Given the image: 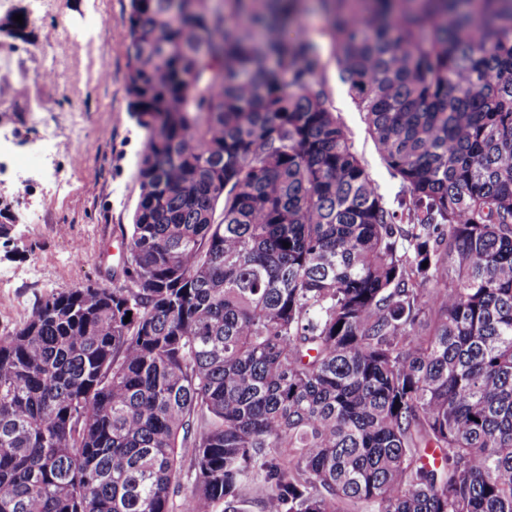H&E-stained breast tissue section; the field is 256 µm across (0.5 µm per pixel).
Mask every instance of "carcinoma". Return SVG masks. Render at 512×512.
<instances>
[{
	"mask_svg": "<svg viewBox=\"0 0 512 512\" xmlns=\"http://www.w3.org/2000/svg\"><path fill=\"white\" fill-rule=\"evenodd\" d=\"M319 3L130 0L122 281L0 337V512H512V0ZM301 26L309 36L321 44L325 52L329 51V40L325 35L326 21L320 12H308L301 17ZM326 78L331 105L341 116L350 132L356 151L364 160L379 192L388 204L396 206L397 200L402 195V185L397 178L392 177L376 153L374 145L365 130L363 113L357 109L347 87L338 80L335 64H330Z\"/></svg>",
	"mask_w": 512,
	"mask_h": 512,
	"instance_id": "obj_1",
	"label": "carcinoma"
}]
</instances>
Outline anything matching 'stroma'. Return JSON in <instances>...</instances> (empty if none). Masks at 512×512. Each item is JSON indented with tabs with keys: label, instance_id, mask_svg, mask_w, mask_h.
Segmentation results:
<instances>
[{
	"label": "stroma",
	"instance_id": "35a3bbf8",
	"mask_svg": "<svg viewBox=\"0 0 512 512\" xmlns=\"http://www.w3.org/2000/svg\"><path fill=\"white\" fill-rule=\"evenodd\" d=\"M129 0H0V336L48 295L106 283L132 222L146 132L127 93ZM27 20L24 36L11 27ZM330 102L388 204L401 183L381 162L364 117L328 69ZM25 190H18L19 178Z\"/></svg>",
	"mask_w": 512,
	"mask_h": 512
}]
</instances>
